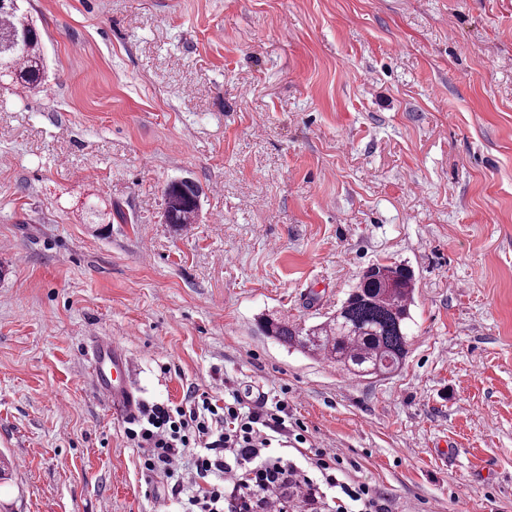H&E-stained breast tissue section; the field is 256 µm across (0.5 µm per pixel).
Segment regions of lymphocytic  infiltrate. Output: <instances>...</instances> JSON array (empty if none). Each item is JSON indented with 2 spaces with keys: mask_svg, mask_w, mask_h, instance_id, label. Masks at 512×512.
Returning a JSON list of instances; mask_svg holds the SVG:
<instances>
[{
  "mask_svg": "<svg viewBox=\"0 0 512 512\" xmlns=\"http://www.w3.org/2000/svg\"><path fill=\"white\" fill-rule=\"evenodd\" d=\"M302 433L288 425V402L251 400L239 392L218 400L189 391L180 403H145L126 437L142 449L141 466L163 475L180 512H288L334 493L336 512H392L369 485L342 481L344 460L312 449L306 465L274 453L275 437Z\"/></svg>",
  "mask_w": 512,
  "mask_h": 512,
  "instance_id": "1",
  "label": "lymphocytic infiltrate"
}]
</instances>
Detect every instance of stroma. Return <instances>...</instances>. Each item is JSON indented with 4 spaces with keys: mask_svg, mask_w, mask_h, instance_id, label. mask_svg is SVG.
I'll use <instances>...</instances> for the list:
<instances>
[{
    "mask_svg": "<svg viewBox=\"0 0 512 512\" xmlns=\"http://www.w3.org/2000/svg\"><path fill=\"white\" fill-rule=\"evenodd\" d=\"M26 8L47 73L0 87V512H174L95 393L99 336L142 402L287 399L288 456L337 452L392 512H512V0ZM391 262L415 303L390 375L258 327ZM200 189L191 180L181 179L168 183L164 189V218L168 224H192L198 216Z\"/></svg>",
    "mask_w": 512,
    "mask_h": 512,
    "instance_id": "stroma-1",
    "label": "stroma"
}]
</instances>
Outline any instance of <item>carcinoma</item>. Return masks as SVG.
I'll return each mask as SVG.
<instances>
[{"label":"carcinoma","instance_id":"1","mask_svg":"<svg viewBox=\"0 0 512 512\" xmlns=\"http://www.w3.org/2000/svg\"><path fill=\"white\" fill-rule=\"evenodd\" d=\"M0 74L21 90L37 89L46 78L41 34L15 36L12 15L0 5ZM200 189L191 180L168 183L164 218L168 224H190L198 216ZM414 282L401 265L375 264L325 320L314 325L264 318L261 327L282 345L324 357L357 377H379L397 371L408 354Z\"/></svg>","mask_w":512,"mask_h":512}]
</instances>
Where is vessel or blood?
<instances>
[{
	"label": "vessel or blood",
	"mask_w": 512,
	"mask_h": 512,
	"mask_svg": "<svg viewBox=\"0 0 512 512\" xmlns=\"http://www.w3.org/2000/svg\"><path fill=\"white\" fill-rule=\"evenodd\" d=\"M93 360L95 387L99 395L122 417L136 416L139 403L126 381L129 358L125 349L114 341L98 342Z\"/></svg>",
	"instance_id": "obj_1"
}]
</instances>
